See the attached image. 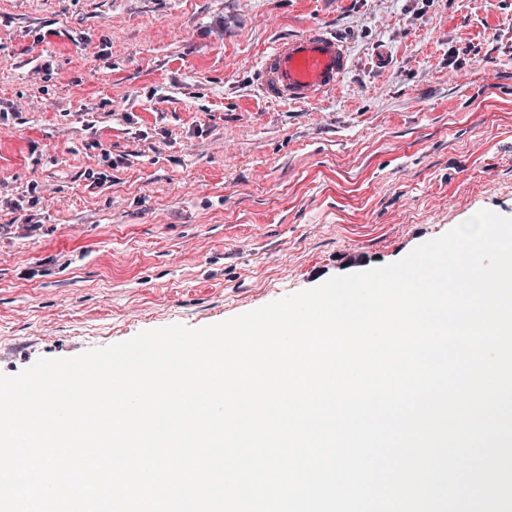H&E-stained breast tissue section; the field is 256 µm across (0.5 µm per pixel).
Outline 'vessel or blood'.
Returning a JSON list of instances; mask_svg holds the SVG:
<instances>
[{"label": "vessel or blood", "instance_id": "1", "mask_svg": "<svg viewBox=\"0 0 512 512\" xmlns=\"http://www.w3.org/2000/svg\"><path fill=\"white\" fill-rule=\"evenodd\" d=\"M350 69L346 42L314 24L303 33L279 39L257 69L263 98L288 104H314L332 94Z\"/></svg>", "mask_w": 512, "mask_h": 512}]
</instances>
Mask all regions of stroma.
I'll return each instance as SVG.
<instances>
[{
  "label": "stroma",
  "mask_w": 512,
  "mask_h": 512,
  "mask_svg": "<svg viewBox=\"0 0 512 512\" xmlns=\"http://www.w3.org/2000/svg\"><path fill=\"white\" fill-rule=\"evenodd\" d=\"M314 22L349 73L320 103L266 101L262 55ZM16 102L0 195L46 192L30 237L0 205L2 375L225 321L483 209L512 218V0H0Z\"/></svg>",
  "instance_id": "stroma-1"
}]
</instances>
